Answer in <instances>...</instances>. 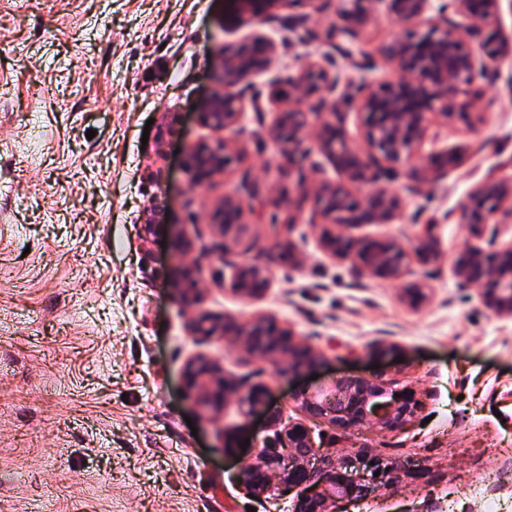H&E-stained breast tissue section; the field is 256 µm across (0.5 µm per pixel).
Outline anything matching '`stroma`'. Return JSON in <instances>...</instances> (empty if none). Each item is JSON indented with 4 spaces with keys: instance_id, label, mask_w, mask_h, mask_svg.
I'll return each instance as SVG.
<instances>
[{
    "instance_id": "35a3bbf8",
    "label": "stroma",
    "mask_w": 512,
    "mask_h": 512,
    "mask_svg": "<svg viewBox=\"0 0 512 512\" xmlns=\"http://www.w3.org/2000/svg\"><path fill=\"white\" fill-rule=\"evenodd\" d=\"M335 7L283 6L254 24L279 43L255 91L339 50L375 57L403 34L382 13L334 42L305 43L284 26L305 15L325 31ZM223 14L224 0H0V512H293L299 493L280 475L256 497L240 480L275 437L268 415L299 418L295 396L311 379L376 367L421 407L402 430L366 429L357 441L425 474L353 512H512V319L487 310L452 265L473 241L461 211L474 187L512 183V58L425 143L424 153L456 156L447 175L417 191L390 182L398 217L359 228L408 244L433 225L437 258L387 281L332 258L311 207L289 209L300 186L336 173L317 151L303 170L280 167L277 104L227 131L240 161L189 185L182 151L217 139L199 107L222 52L245 36L224 29ZM253 180L265 195L218 261L213 203ZM185 236L196 244L186 255ZM284 242L293 257L271 267L261 298L231 290L236 265ZM186 263L199 283L193 306L180 298ZM414 283L428 292L417 306L400 297ZM200 314L273 318L323 356L282 373L237 337L191 334ZM199 356L228 379L264 384L263 411L205 407L185 380Z\"/></svg>"
}]
</instances>
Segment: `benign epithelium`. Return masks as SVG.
<instances>
[{"instance_id":"1","label":"benign epithelium","mask_w":512,"mask_h":512,"mask_svg":"<svg viewBox=\"0 0 512 512\" xmlns=\"http://www.w3.org/2000/svg\"><path fill=\"white\" fill-rule=\"evenodd\" d=\"M309 3L311 0H224L223 25L239 29L264 17L281 4ZM433 0H336V15L344 25L334 30L345 34L364 24L379 6L386 15L405 29L413 30L407 38L382 45L380 58L388 65L391 78L374 87L365 82L349 81L340 85L335 61H309L295 74L282 80L288 92L278 99L281 109L271 135L281 148L288 166L301 165L306 158L303 134L314 128V142L339 175L323 182L314 192L301 188L288 207L300 209L312 205L325 223L334 227L364 224H388L398 216L397 199L386 184L396 180L400 169L415 158L417 166L408 170L415 183L436 177L453 158L438 164L436 155H422V147L434 124H448L456 110L468 105V90L478 78L494 75L492 66L512 57V36L503 37L491 48L481 40L484 27L497 21L501 0H446L431 15ZM467 19L464 25L448 20V13ZM468 33L477 49L468 50L459 31ZM277 54L276 43L261 33H252L222 63L220 87L202 104V122L215 132L236 126L246 106L261 112L264 104L252 90L250 79L266 70ZM340 90L336 94L334 119H319V113L307 112L303 105L320 88ZM251 97H246L247 91ZM357 112L366 116L364 143L351 142L344 129L342 114ZM237 143L219 139L213 144L200 143L187 149L184 169L196 186L209 182L213 175L240 159ZM359 185L370 190L358 199L353 189ZM244 199L226 195L216 202L210 224L221 238L216 250H227L226 240L237 236L244 226ZM512 218V184L488 178L480 182L463 208L464 223L476 242L459 252L453 267L463 286L479 287L483 305L499 317L512 318V241H499L501 217ZM323 245L335 258L347 259L362 272L384 280L400 278L417 257L426 261L436 254L431 226H426L416 240L406 245L398 241L353 238L327 230ZM289 247L267 254L265 261L235 268L232 290L245 297H258L268 286V272ZM183 302H198L195 269L186 267L180 279ZM190 330L203 336H238L257 359L277 354L288 355V370L312 364L322 352L301 339L292 329L281 328L274 321L258 316L240 325L229 319L198 316ZM185 378L192 389L203 392V404L219 411L235 395L245 415L260 406L266 389L254 384L243 390L231 383L220 367L206 359H196L187 366ZM305 417L327 424L342 439L368 426L394 432L410 422L419 400L407 387L397 388L383 373L341 375L320 387H307L296 395ZM279 472L288 490L298 489L301 497L295 512H328L334 503L338 512L373 498L380 491L420 478L424 471L411 473L363 447H351L336 459L324 454L307 425L288 424L271 446L258 449L257 460L243 472V484L254 494L268 488L273 472Z\"/></svg>"}]
</instances>
